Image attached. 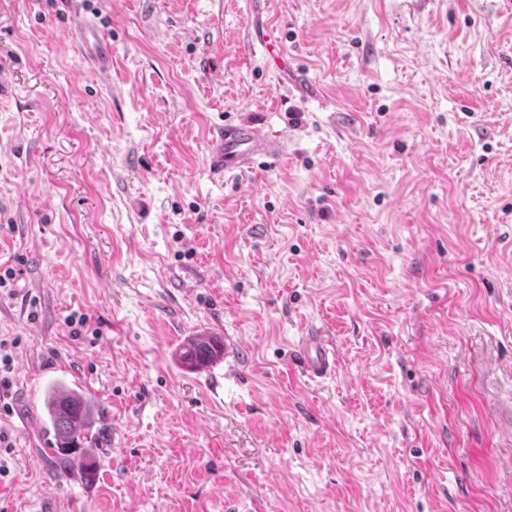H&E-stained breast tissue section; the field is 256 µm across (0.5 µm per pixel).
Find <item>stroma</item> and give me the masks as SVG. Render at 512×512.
<instances>
[{"instance_id": "stroma-1", "label": "stroma", "mask_w": 512, "mask_h": 512, "mask_svg": "<svg viewBox=\"0 0 512 512\" xmlns=\"http://www.w3.org/2000/svg\"><path fill=\"white\" fill-rule=\"evenodd\" d=\"M0 81V512H512L507 0H0ZM233 123L284 149L220 180ZM223 330L233 375L178 362ZM56 383L106 411L93 481ZM81 41L94 66L107 70L112 62V45L100 38L94 23L88 22L84 26ZM247 346L246 341L242 337L230 336L227 331H224V371L226 373H233L236 371L240 354ZM296 353L300 367L308 378L323 380L336 373V349L317 331L308 330L299 337ZM43 408L53 430L54 442L51 449L63 464L59 476H64L73 465L70 456L92 438V430L102 413L83 391L58 385L47 389Z\"/></svg>"}]
</instances>
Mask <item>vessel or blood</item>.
<instances>
[{
  "mask_svg": "<svg viewBox=\"0 0 512 512\" xmlns=\"http://www.w3.org/2000/svg\"><path fill=\"white\" fill-rule=\"evenodd\" d=\"M81 41L94 66L108 69L112 62V46L100 38L94 23L84 26ZM280 151V140L271 138L261 128L245 123L228 124L211 141L209 168L223 176L250 168L257 156H273ZM245 346L244 338L225 336V372L236 371ZM296 353L300 367L308 378L323 380L335 374L338 363L336 349L317 331L310 330L299 337Z\"/></svg>",
  "mask_w": 512,
  "mask_h": 512,
  "instance_id": "vessel-or-blood-1",
  "label": "vessel or blood"
}]
</instances>
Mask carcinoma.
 Here are the masks:
<instances>
[{
    "mask_svg": "<svg viewBox=\"0 0 512 512\" xmlns=\"http://www.w3.org/2000/svg\"><path fill=\"white\" fill-rule=\"evenodd\" d=\"M220 356L221 349L217 345L188 352L179 350L181 363L191 370H201ZM43 408L53 430L52 450L63 464L62 474L66 475L72 467L70 456L92 437L102 413L86 393L58 385L47 389Z\"/></svg>",
    "mask_w": 512,
    "mask_h": 512,
    "instance_id": "obj_1",
    "label": "carcinoma"
}]
</instances>
